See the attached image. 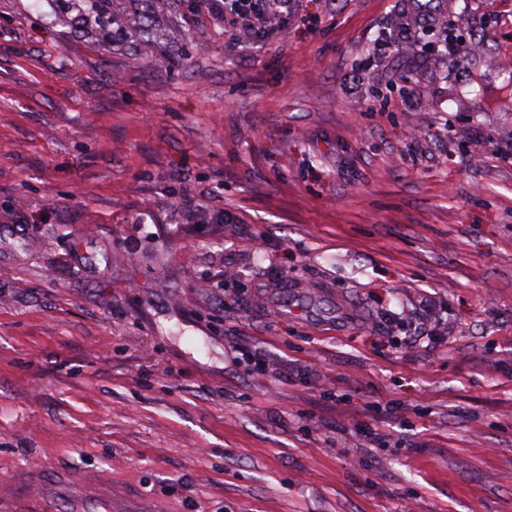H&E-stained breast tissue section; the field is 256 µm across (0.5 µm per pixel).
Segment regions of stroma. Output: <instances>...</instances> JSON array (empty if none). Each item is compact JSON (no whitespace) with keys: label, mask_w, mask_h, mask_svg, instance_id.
I'll return each instance as SVG.
<instances>
[{"label":"stroma","mask_w":512,"mask_h":512,"mask_svg":"<svg viewBox=\"0 0 512 512\" xmlns=\"http://www.w3.org/2000/svg\"><path fill=\"white\" fill-rule=\"evenodd\" d=\"M435 8L0 0V498L512 512V0ZM199 11L233 27L229 44L245 45L266 37L269 24L288 15V0H194Z\"/></svg>","instance_id":"35a3bbf8"}]
</instances>
